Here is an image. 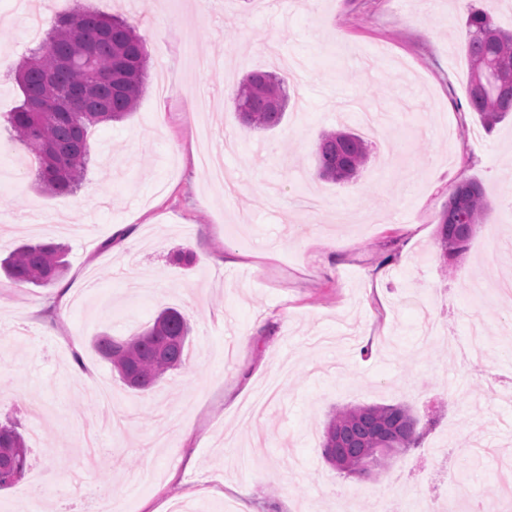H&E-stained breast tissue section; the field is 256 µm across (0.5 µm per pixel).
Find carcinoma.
Returning a JSON list of instances; mask_svg holds the SVG:
<instances>
[{
    "mask_svg": "<svg viewBox=\"0 0 512 512\" xmlns=\"http://www.w3.org/2000/svg\"><path fill=\"white\" fill-rule=\"evenodd\" d=\"M466 27L468 104L490 131L512 112V31L497 26L489 11L475 8L469 10ZM147 69L145 41L127 20L76 9L53 22L47 38L17 70L23 101L6 114L13 139L38 160V188L52 195L76 192L89 160V129L133 114ZM287 100L282 78L255 70L237 88L234 105L245 128L273 130L284 119ZM368 157L361 136L344 129L325 131L315 150L317 176L349 181ZM486 206L480 182L467 180L451 188L436 230L442 267L453 266L466 250ZM0 266L19 287L53 285L66 271L63 248L47 242L15 248ZM189 333L185 316L165 308L152 325L127 336L99 335L93 347L125 385L143 393L185 363ZM421 437L417 420L403 406H345L332 412L324 426V457L346 475H363L387 468L392 449L415 447ZM27 467L22 435L13 425H0V489L22 478Z\"/></svg>",
    "mask_w": 512,
    "mask_h": 512,
    "instance_id": "cac0c4a2",
    "label": "carcinoma"
}]
</instances>
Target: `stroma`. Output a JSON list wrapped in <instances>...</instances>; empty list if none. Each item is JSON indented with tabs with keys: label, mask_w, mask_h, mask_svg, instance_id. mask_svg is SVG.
Here are the masks:
<instances>
[{
	"label": "stroma",
	"mask_w": 512,
	"mask_h": 512,
	"mask_svg": "<svg viewBox=\"0 0 512 512\" xmlns=\"http://www.w3.org/2000/svg\"><path fill=\"white\" fill-rule=\"evenodd\" d=\"M488 10L512 28V0H61L127 18L148 51L135 113L89 133L76 193L35 183L32 152L0 119V259L17 245L68 249L65 284L89 281L51 317L31 314L56 286L0 279V424L13 423L30 467L0 490V512L56 498L46 474L77 480L125 512H371L382 498L500 500L512 464V119L485 130L468 108L465 19ZM27 18L0 0V115L20 105L15 72ZM261 69L286 81L282 124L244 128L233 97ZM173 91L157 95L158 78ZM206 93L212 145L241 190L209 182L188 110ZM381 124L352 181L314 177L323 131ZM479 181L487 209L452 273L435 232L448 189ZM125 225L132 244L116 249ZM194 260L174 262L173 251ZM235 255L223 268L218 260ZM166 307L188 319V357L147 393L94 352ZM484 327L486 356L449 336ZM345 405H402L420 447L383 471L344 476L322 455V427Z\"/></svg>",
	"instance_id": "1"
}]
</instances>
